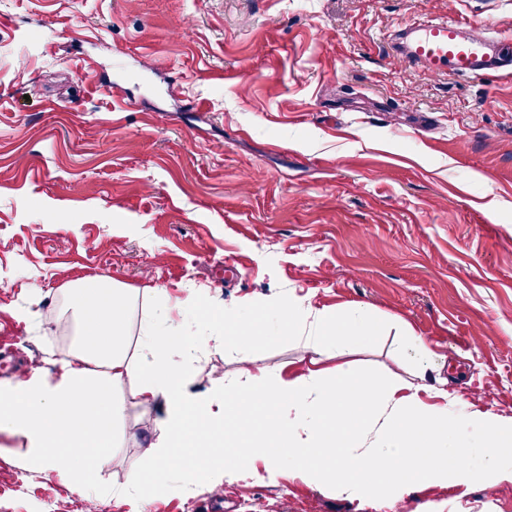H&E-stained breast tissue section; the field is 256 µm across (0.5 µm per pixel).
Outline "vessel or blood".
Wrapping results in <instances>:
<instances>
[{"label": "vessel or blood", "instance_id": "1", "mask_svg": "<svg viewBox=\"0 0 512 512\" xmlns=\"http://www.w3.org/2000/svg\"><path fill=\"white\" fill-rule=\"evenodd\" d=\"M398 51L407 62L458 77L512 71V42L472 21L430 17L407 25Z\"/></svg>", "mask_w": 512, "mask_h": 512}]
</instances>
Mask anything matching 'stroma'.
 Here are the masks:
<instances>
[{"mask_svg": "<svg viewBox=\"0 0 512 512\" xmlns=\"http://www.w3.org/2000/svg\"><path fill=\"white\" fill-rule=\"evenodd\" d=\"M448 14L512 38V0H0V336L18 360L52 370L75 335L15 310L37 292L70 319L69 288L93 277L136 289L133 335L157 287L176 316L199 300L245 318L284 298L364 305L382 332L324 365L399 378L430 406L444 377L469 410L512 418V73L433 74L393 49ZM305 354L270 318L245 350L199 341L192 390L215 363L237 382ZM154 419L117 425L102 484L138 492ZM190 453L226 467L223 512H374L289 458L270 483L236 471L222 438ZM0 463L27 481L0 490V512L68 508L5 429ZM471 468L388 512H512V479ZM208 493L175 474L145 512H209Z\"/></svg>", "mask_w": 512, "mask_h": 512, "instance_id": "35a3bbf8", "label": "stroma"}]
</instances>
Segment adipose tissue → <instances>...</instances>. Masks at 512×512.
Masks as SVG:
<instances>
[{
  "label": "adipose tissue",
  "instance_id": "1",
  "mask_svg": "<svg viewBox=\"0 0 512 512\" xmlns=\"http://www.w3.org/2000/svg\"><path fill=\"white\" fill-rule=\"evenodd\" d=\"M154 295L133 358L128 325L136 293L99 278L84 281L70 297L80 328L74 348L55 360L54 371L36 368L0 387V426L20 435L27 462L67 491L88 494L92 485L61 467L60 455L79 449L83 469L99 474L109 461L115 423L134 405L159 412L145 452L147 480L156 491L165 487L171 459L193 468L187 450L205 427L218 432L238 460L262 463L264 479L280 477L286 456L296 460L300 479L370 502L375 512L419 484L466 479L477 448L487 478L512 477V420L466 411L450 398L446 379L432 390L443 401L433 408L398 380L380 383L343 364L324 365V356L344 339L379 334L381 324L369 310L311 311L279 302L273 314L280 330L310 352L304 370L287 378L279 370L246 369L243 383L218 379L199 396L191 390L199 337L244 348L262 334L264 321L240 320L221 307L176 319L166 289ZM128 386L134 389L130 399L123 393ZM246 408L269 431L267 443H254L255 422L241 416Z\"/></svg>",
  "mask_w": 512,
  "mask_h": 512
}]
</instances>
